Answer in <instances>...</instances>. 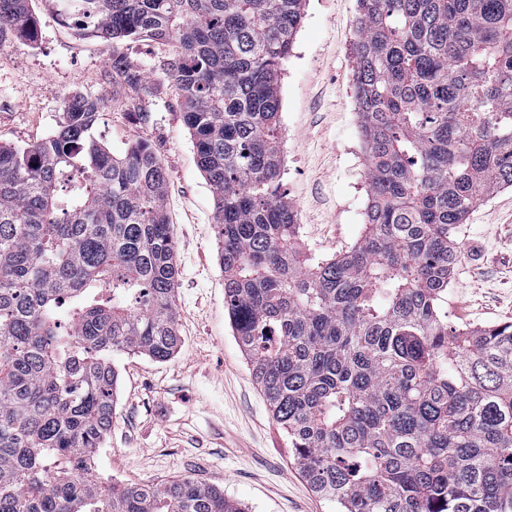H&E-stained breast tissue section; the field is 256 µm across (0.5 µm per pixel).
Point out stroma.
<instances>
[{
    "label": "stroma",
    "instance_id": "35a3bbf8",
    "mask_svg": "<svg viewBox=\"0 0 512 512\" xmlns=\"http://www.w3.org/2000/svg\"><path fill=\"white\" fill-rule=\"evenodd\" d=\"M34 45L0 51V143L44 139L77 92L105 100L95 137L119 150L139 139L154 147L167 176L166 205L179 276L181 346L169 361L117 353L112 428L94 463L119 481L159 484L190 475L216 486L245 512H336L311 491L293 462L232 336L214 233L211 188L199 170L175 85L159 70L171 46L122 43L152 73L151 114L124 112L95 38L62 25L50 0H32ZM356 0H306L281 84V190L294 206L304 252L332 255L356 242L367 203V160L353 94ZM460 257L448 285V321L477 327L512 321V188L486 199L459 225Z\"/></svg>",
    "mask_w": 512,
    "mask_h": 512
}]
</instances>
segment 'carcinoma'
Returning a JSON list of instances; mask_svg holds the SVG:
<instances>
[{"mask_svg": "<svg viewBox=\"0 0 512 512\" xmlns=\"http://www.w3.org/2000/svg\"><path fill=\"white\" fill-rule=\"evenodd\" d=\"M0 0V49L32 41ZM108 48L128 114L151 81L119 43H173L196 163L215 204L224 307L309 486L338 512H512V322L448 323L454 238L512 186V0H357L354 93L369 202L356 244L298 246L280 193L282 65L304 0H54ZM58 128L0 145V512H244L193 476L109 481L112 355L169 360L178 268L152 147Z\"/></svg>", "mask_w": 512, "mask_h": 512, "instance_id": "1", "label": "carcinoma"}]
</instances>
